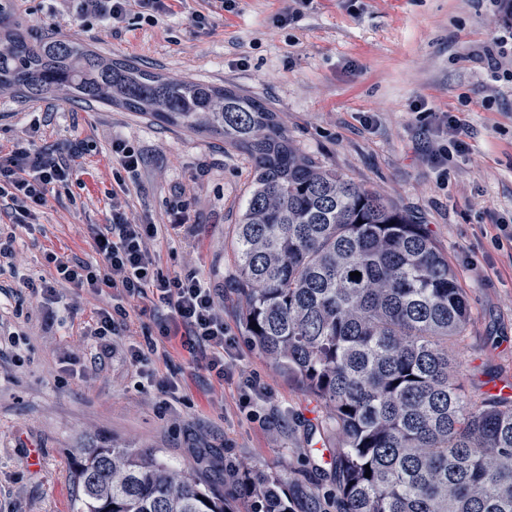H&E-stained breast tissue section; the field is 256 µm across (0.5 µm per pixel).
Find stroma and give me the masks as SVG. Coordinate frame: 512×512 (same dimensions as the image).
<instances>
[{"mask_svg":"<svg viewBox=\"0 0 512 512\" xmlns=\"http://www.w3.org/2000/svg\"><path fill=\"white\" fill-rule=\"evenodd\" d=\"M155 18L130 0L118 22L84 0H19L32 32L59 33L117 59L264 101L305 154L426 225L447 252L474 319L458 348L468 392L512 376V268L495 227L512 221V20L503 0H169ZM208 17L198 28L195 15ZM467 120L468 149L437 163V115ZM34 140L67 157L78 184L49 195L16 228L17 273H0V512H76L72 472L87 434L191 470L217 489L255 472L287 474L300 512H338L337 445L324 407L291 371L248 343L231 241L250 184L248 156L214 138L116 107L58 98L0 99V152ZM141 157L119 173L114 140ZM131 221L170 223L151 242L163 274L196 273L240 341L238 368L259 374L273 405L237 408L236 380L200 367L180 337L129 361L166 307L126 303L129 331L94 336L109 296L60 282L48 254L96 262L93 236L113 201ZM178 380L175 396L164 384Z\"/></svg>","mask_w":512,"mask_h":512,"instance_id":"35a3bbf8","label":"stroma"}]
</instances>
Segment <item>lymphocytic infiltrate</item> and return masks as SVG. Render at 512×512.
<instances>
[{
  "mask_svg": "<svg viewBox=\"0 0 512 512\" xmlns=\"http://www.w3.org/2000/svg\"><path fill=\"white\" fill-rule=\"evenodd\" d=\"M75 174L67 159L30 143L0 154V199L9 200L15 224H29L46 205L49 194L68 189ZM15 224L0 225V269L11 265L14 258ZM159 231L157 224L129 221L116 204L108 224L94 238L100 266L74 264L55 254L49 261L62 279L77 287L97 294L111 289L114 304L98 312L95 335H119L127 316L123 298L149 296L169 311L156 322V336L182 335L188 351L202 352L206 369L224 377L238 357V340L225 326L214 294L202 277L168 276L157 270L149 243Z\"/></svg>",
  "mask_w": 512,
  "mask_h": 512,
  "instance_id": "1",
  "label": "lymphocytic infiltrate"
}]
</instances>
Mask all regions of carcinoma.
<instances>
[{
  "mask_svg": "<svg viewBox=\"0 0 512 512\" xmlns=\"http://www.w3.org/2000/svg\"><path fill=\"white\" fill-rule=\"evenodd\" d=\"M10 18L0 11V97L119 107L249 156L234 237L242 317L251 346L327 409L339 512H512V402L468 394L458 378L473 319L425 225L301 153L255 97ZM79 455L78 512H237L235 496L155 455L92 436ZM288 483L253 475L245 512H293Z\"/></svg>",
  "mask_w": 512,
  "mask_h": 512,
  "instance_id": "carcinoma-1",
  "label": "carcinoma"
}]
</instances>
